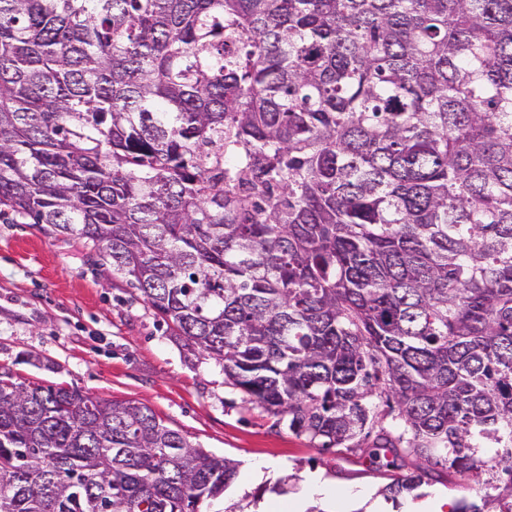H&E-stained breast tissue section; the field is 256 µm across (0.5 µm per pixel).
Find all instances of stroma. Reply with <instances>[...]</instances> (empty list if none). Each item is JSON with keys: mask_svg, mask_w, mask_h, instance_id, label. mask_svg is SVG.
Segmentation results:
<instances>
[{"mask_svg": "<svg viewBox=\"0 0 512 512\" xmlns=\"http://www.w3.org/2000/svg\"><path fill=\"white\" fill-rule=\"evenodd\" d=\"M0 364L19 381L62 383L102 399L147 404L158 418L212 454L233 459L238 476L206 512H308L300 486L320 475L337 491L330 512H405L380 493L386 478L349 451L319 454L287 424L243 401L224 369L194 354L144 302L74 237L52 238L0 217ZM271 466L263 475L253 461ZM363 488L368 499L345 497Z\"/></svg>", "mask_w": 512, "mask_h": 512, "instance_id": "35a3bbf8", "label": "stroma"}]
</instances>
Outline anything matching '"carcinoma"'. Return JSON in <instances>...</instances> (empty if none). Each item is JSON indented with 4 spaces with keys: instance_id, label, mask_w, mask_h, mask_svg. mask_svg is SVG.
<instances>
[{
    "instance_id": "carcinoma-1",
    "label": "carcinoma",
    "mask_w": 512,
    "mask_h": 512,
    "mask_svg": "<svg viewBox=\"0 0 512 512\" xmlns=\"http://www.w3.org/2000/svg\"><path fill=\"white\" fill-rule=\"evenodd\" d=\"M0 209L84 240L393 501L512 512V0H0ZM0 366V512H202L238 464Z\"/></svg>"
}]
</instances>
